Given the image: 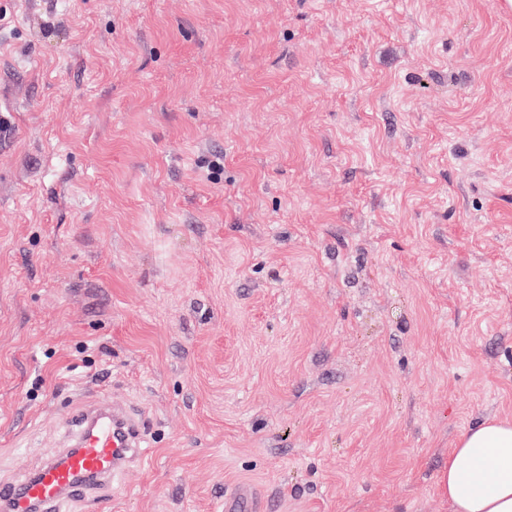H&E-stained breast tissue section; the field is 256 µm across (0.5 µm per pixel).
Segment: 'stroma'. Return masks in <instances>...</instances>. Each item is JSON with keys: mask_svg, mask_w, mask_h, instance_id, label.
I'll return each instance as SVG.
<instances>
[{"mask_svg": "<svg viewBox=\"0 0 512 512\" xmlns=\"http://www.w3.org/2000/svg\"><path fill=\"white\" fill-rule=\"evenodd\" d=\"M70 512H448L512 420L507 0H0V484L85 398ZM75 439L20 485L0 486L2 512H62L84 501L143 453L145 423L113 403L81 406L72 416Z\"/></svg>", "mask_w": 512, "mask_h": 512, "instance_id": "1", "label": "stroma"}]
</instances>
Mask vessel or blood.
I'll list each match as a JSON object with an SVG mask.
<instances>
[{"label":"vessel or blood","instance_id":"b4317fda","mask_svg":"<svg viewBox=\"0 0 512 512\" xmlns=\"http://www.w3.org/2000/svg\"><path fill=\"white\" fill-rule=\"evenodd\" d=\"M75 439L20 485L0 486V512H63L84 501L144 452L145 423L121 405H85L72 416Z\"/></svg>","mask_w":512,"mask_h":512}]
</instances>
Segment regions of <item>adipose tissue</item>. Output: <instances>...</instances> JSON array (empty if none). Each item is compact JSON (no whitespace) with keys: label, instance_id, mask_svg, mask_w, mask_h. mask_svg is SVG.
Returning a JSON list of instances; mask_svg holds the SVG:
<instances>
[{"label":"adipose tissue","instance_id":"ef3b65f1","mask_svg":"<svg viewBox=\"0 0 512 512\" xmlns=\"http://www.w3.org/2000/svg\"><path fill=\"white\" fill-rule=\"evenodd\" d=\"M438 484L449 512H512V421L487 419L465 432Z\"/></svg>","mask_w":512,"mask_h":512}]
</instances>
